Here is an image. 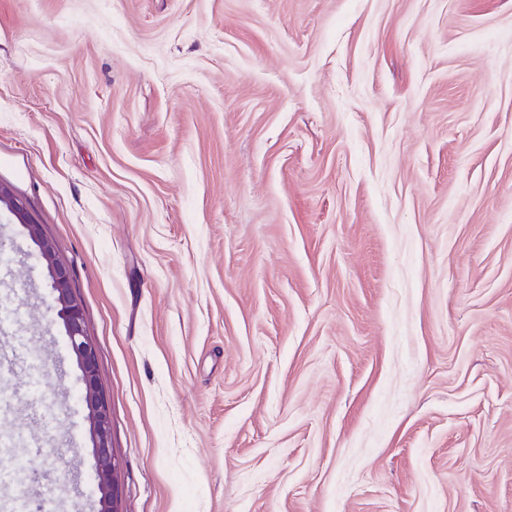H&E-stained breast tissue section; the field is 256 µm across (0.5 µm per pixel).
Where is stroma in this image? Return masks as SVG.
Returning a JSON list of instances; mask_svg holds the SVG:
<instances>
[{"label": "stroma", "instance_id": "obj_1", "mask_svg": "<svg viewBox=\"0 0 512 512\" xmlns=\"http://www.w3.org/2000/svg\"><path fill=\"white\" fill-rule=\"evenodd\" d=\"M0 182L70 267L122 512H512V0H0ZM15 288L53 420L0 467L95 512Z\"/></svg>", "mask_w": 512, "mask_h": 512}]
</instances>
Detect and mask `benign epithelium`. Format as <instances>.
I'll list each match as a JSON object with an SVG mask.
<instances>
[{
	"label": "benign epithelium",
	"mask_w": 512,
	"mask_h": 512,
	"mask_svg": "<svg viewBox=\"0 0 512 512\" xmlns=\"http://www.w3.org/2000/svg\"><path fill=\"white\" fill-rule=\"evenodd\" d=\"M7 210L22 224L35 246V256L47 272L52 292L51 310L62 322L71 351L81 372L83 389L81 401L87 410L89 435L93 447L97 476V512H121L116 483L119 461L112 453L110 416L98 376L97 350L85 331L83 309L75 294L69 266L57 255L55 244L46 237L41 225L35 223L22 200L0 183V211ZM45 462L32 458L26 462L27 477L31 481L49 478Z\"/></svg>",
	"instance_id": "obj_1"
}]
</instances>
